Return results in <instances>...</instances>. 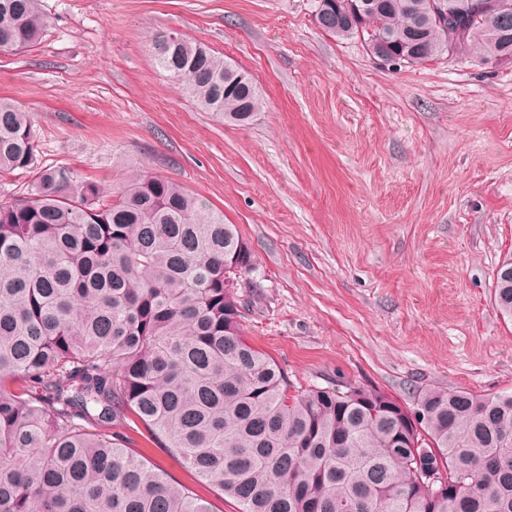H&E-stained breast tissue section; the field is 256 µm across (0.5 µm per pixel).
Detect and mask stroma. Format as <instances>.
I'll use <instances>...</instances> for the list:
<instances>
[{"instance_id":"35a3bbf8","label":"stroma","mask_w":512,"mask_h":512,"mask_svg":"<svg viewBox=\"0 0 512 512\" xmlns=\"http://www.w3.org/2000/svg\"><path fill=\"white\" fill-rule=\"evenodd\" d=\"M49 27L0 57V97L33 116L41 160L116 184L133 166L224 213L255 269L248 342L293 390L512 392V64L443 54L398 67L314 24L316 0H43ZM184 34L251 76L265 106L218 122L154 65ZM136 450L211 504L239 503L166 449ZM494 303L502 317L512 320V256L505 258L497 269Z\"/></svg>"}]
</instances>
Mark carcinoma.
Here are the masks:
<instances>
[{
	"label": "carcinoma",
	"instance_id": "obj_1",
	"mask_svg": "<svg viewBox=\"0 0 512 512\" xmlns=\"http://www.w3.org/2000/svg\"><path fill=\"white\" fill-rule=\"evenodd\" d=\"M469 6L465 37L437 19ZM318 28L417 64L453 51L512 63V0H374ZM42 0H0V56L36 47ZM156 67L201 109L244 123L264 107L251 78L179 35L151 43ZM0 512H211L128 449L127 430L183 460L241 512H512V393L429 388L403 414L374 389L288 393L245 339L236 273L250 246L224 213L140 167L119 185L41 163L32 115L0 97ZM512 320V256L496 273ZM430 465L448 486L419 475Z\"/></svg>",
	"mask_w": 512,
	"mask_h": 512
}]
</instances>
